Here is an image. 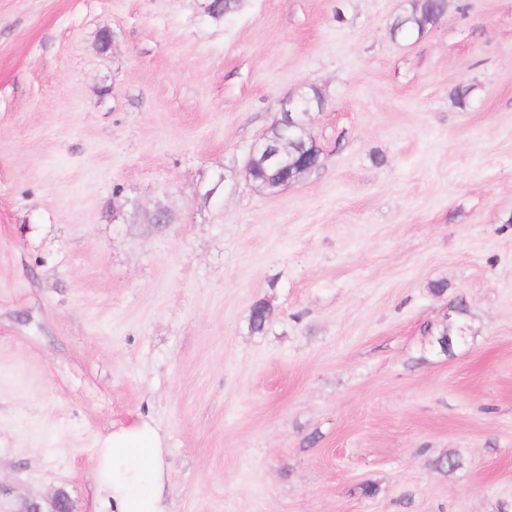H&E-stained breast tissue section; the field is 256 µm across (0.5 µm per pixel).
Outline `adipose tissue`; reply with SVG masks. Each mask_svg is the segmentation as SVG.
Masks as SVG:
<instances>
[{
  "label": "adipose tissue",
  "instance_id": "adipose-tissue-1",
  "mask_svg": "<svg viewBox=\"0 0 512 512\" xmlns=\"http://www.w3.org/2000/svg\"><path fill=\"white\" fill-rule=\"evenodd\" d=\"M93 512H169L161 438L148 422L114 431L95 449Z\"/></svg>",
  "mask_w": 512,
  "mask_h": 512
}]
</instances>
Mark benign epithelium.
<instances>
[{
	"mask_svg": "<svg viewBox=\"0 0 512 512\" xmlns=\"http://www.w3.org/2000/svg\"><path fill=\"white\" fill-rule=\"evenodd\" d=\"M323 106L324 99L310 96L303 88L298 90L295 96L286 98L277 121L284 131L282 140L275 145L264 137L257 140L249 149L245 170H250L253 159L258 155L271 162L273 167L280 166L288 156V149L294 143V135L298 133L302 147L299 156L294 159V177L308 172L311 160L322 152V148L312 132L311 121L308 120L303 125L298 122L299 108H304V114L309 117L311 112L320 110ZM13 512H72V508L67 493L59 489L46 503L36 498L23 499Z\"/></svg>",
	"mask_w": 512,
	"mask_h": 512,
	"instance_id": "obj_1",
	"label": "benign epithelium"
}]
</instances>
